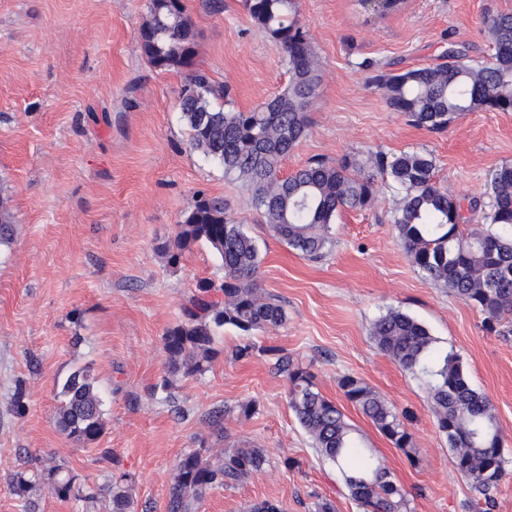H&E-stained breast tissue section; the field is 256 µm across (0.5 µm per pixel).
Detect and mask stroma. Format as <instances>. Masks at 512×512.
Segmentation results:
<instances>
[{
	"mask_svg": "<svg viewBox=\"0 0 512 512\" xmlns=\"http://www.w3.org/2000/svg\"><path fill=\"white\" fill-rule=\"evenodd\" d=\"M147 3L0 0V192L15 219L11 240L0 243V512H25L12 477L28 460L45 470L65 464L88 488L130 473L135 512H166L177 457L199 448L214 462L231 448H259L269 463L235 487L207 491L195 512H245L264 499L283 512H317L325 500L335 512H360L297 423L269 346L309 368L342 406L408 491L411 512H512V335L486 332L479 310L412 266L392 221L396 191L385 190L375 208L342 212L320 261L271 236L241 183L189 149L178 108L186 74L155 69L140 46ZM184 4L198 32L196 63L232 86L235 108L252 109L285 86L284 58L242 0H224L219 12L206 0ZM300 12L323 79L307 136L284 172L313 157L419 150L433 155L439 185L474 196L489 169L512 163V112H467L443 133L419 129L358 67L365 59L392 71L433 66L452 43L490 62L483 20L512 13V0H405L383 18L360 0H300ZM200 191L224 197L256 238L259 291L280 301L286 321L249 335L224 326L205 372L172 377L165 331L199 281L224 279L206 245L175 264L157 249L174 240ZM391 309L424 324L439 352L456 353L473 388L491 400L506 474L490 498L453 468L422 380L373 342V322ZM246 344L253 354L236 358ZM86 366L104 401L106 426L94 446L53 423L61 383ZM346 374L413 412L414 459L347 403L338 386ZM168 377L173 385L162 389ZM19 380L28 392L21 418L11 401ZM248 401L256 410L246 417L238 406ZM102 448L111 461H100Z\"/></svg>",
	"mask_w": 512,
	"mask_h": 512,
	"instance_id": "1",
	"label": "stroma"
}]
</instances>
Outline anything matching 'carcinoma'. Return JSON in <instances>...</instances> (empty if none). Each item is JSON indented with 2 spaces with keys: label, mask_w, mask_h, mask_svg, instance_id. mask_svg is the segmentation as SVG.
<instances>
[{
  "label": "carcinoma",
  "mask_w": 512,
  "mask_h": 512,
  "mask_svg": "<svg viewBox=\"0 0 512 512\" xmlns=\"http://www.w3.org/2000/svg\"><path fill=\"white\" fill-rule=\"evenodd\" d=\"M255 24L282 52L288 70L285 87L252 110L232 106L231 87L215 83L195 67L194 25L183 0H149L148 17L139 36L149 63L163 71L185 70L179 109L189 131L191 149L224 168V175L249 191L261 223L298 255L316 260L332 243L333 224L346 210L374 206L382 181L397 190L401 204L392 220L411 264L428 280L448 289L484 315L489 333L512 334V164L486 173L482 196L469 200V210L481 213V223L465 228L461 199L437 184L432 154L409 150L397 154L371 151L363 159L344 156L335 162L312 158L289 175L282 164L306 136L308 112L321 83L312 36L299 19L298 0H243ZM493 45L492 61L474 64L451 49L448 62L393 73L376 61L359 67L371 73L388 106L419 128L442 132L464 112H512V13H497L483 21ZM13 213L9 197L0 194V240L11 236ZM197 243L210 246L224 265V300L206 298L212 285L198 283L200 296L183 311L182 319L163 337L170 373L194 376L206 371L217 356L214 336L230 325L249 335L281 326L283 306L263 297L255 286L261 264L256 239L232 216L224 198L200 193L183 214L174 242L160 246L169 261L178 262ZM377 348L403 369L419 375L426 386L438 431L451 450V463L474 488L491 500L490 492L505 476L502 442L493 407L469 383L460 358L435 349L434 338L412 316L389 310L372 324ZM262 352L288 380V400L295 418L310 436L321 459L333 464L351 498L362 512H408V493L389 469L362 446L361 434L347 416L317 388L308 369L293 364L283 350ZM344 397L374 427L414 460L410 416L398 411L364 380L339 379ZM55 426L67 437L94 443L105 429L103 401L90 367L72 371L60 386ZM28 393L18 381L12 406L22 417ZM266 456L260 448H234L214 463L204 450H191L174 464L175 481L167 512H192L206 491L229 487L260 471ZM40 472H20L14 494L28 501ZM56 496L85 501L83 487L64 465L47 472ZM134 477L111 475L102 487L112 512H134Z\"/></svg>",
  "instance_id": "1"
}]
</instances>
